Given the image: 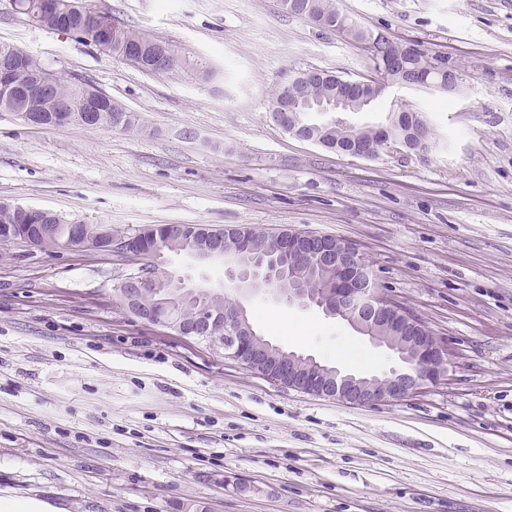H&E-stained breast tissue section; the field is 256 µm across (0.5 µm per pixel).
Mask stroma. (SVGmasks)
<instances>
[{"instance_id": "35a3bbf8", "label": "stroma", "mask_w": 512, "mask_h": 512, "mask_svg": "<svg viewBox=\"0 0 512 512\" xmlns=\"http://www.w3.org/2000/svg\"><path fill=\"white\" fill-rule=\"evenodd\" d=\"M171 46L173 71L46 29L0 0V43L135 113L141 131L36 128L0 112V200L132 235L243 225L356 243L384 295L448 350L446 384L352 405L271 383L223 351L116 307L115 253L0 247V497L60 512H512V0H336L418 44L456 92L393 84L349 123L417 112L423 153L351 157L285 132L270 89L365 51L279 0H88ZM160 270L241 303L286 351L357 374L398 366L345 321L243 295L222 263Z\"/></svg>"}]
</instances>
